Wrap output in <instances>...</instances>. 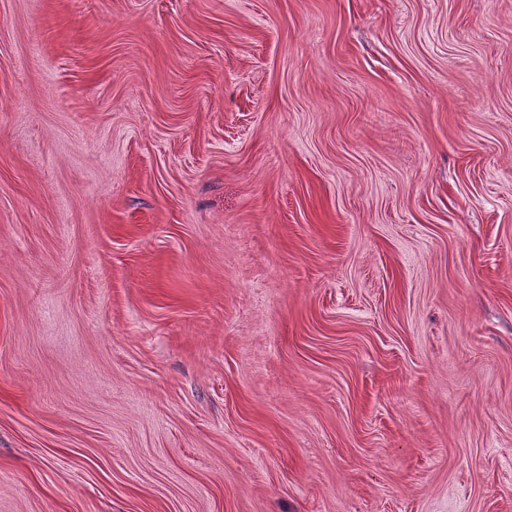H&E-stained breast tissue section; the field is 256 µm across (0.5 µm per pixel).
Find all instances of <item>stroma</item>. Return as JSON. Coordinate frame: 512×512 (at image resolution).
Listing matches in <instances>:
<instances>
[{
	"instance_id": "35a3bbf8",
	"label": "stroma",
	"mask_w": 512,
	"mask_h": 512,
	"mask_svg": "<svg viewBox=\"0 0 512 512\" xmlns=\"http://www.w3.org/2000/svg\"><path fill=\"white\" fill-rule=\"evenodd\" d=\"M0 512H512V0H0Z\"/></svg>"
}]
</instances>
